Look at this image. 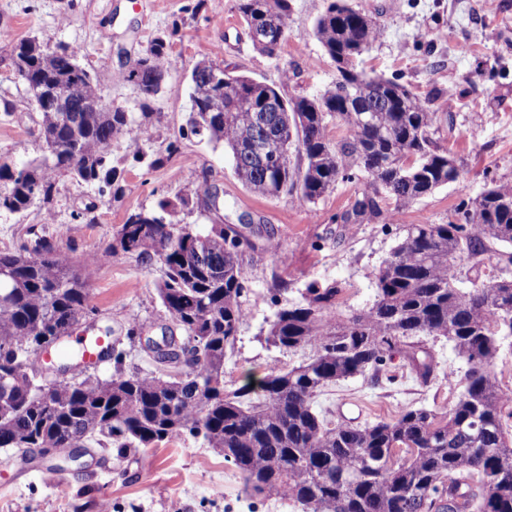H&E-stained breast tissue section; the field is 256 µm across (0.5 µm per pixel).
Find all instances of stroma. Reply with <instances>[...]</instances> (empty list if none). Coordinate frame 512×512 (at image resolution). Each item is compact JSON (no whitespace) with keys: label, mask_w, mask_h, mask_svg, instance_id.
<instances>
[{"label":"stroma","mask_w":512,"mask_h":512,"mask_svg":"<svg viewBox=\"0 0 512 512\" xmlns=\"http://www.w3.org/2000/svg\"><path fill=\"white\" fill-rule=\"evenodd\" d=\"M356 9L376 14L379 38L358 61L359 69L399 77L418 94L439 88L436 124L453 128L440 145L461 165L459 181L411 203L400 224L332 223L348 209L353 184L309 204L291 195L265 198L249 191L234 174L230 154L205 136L192 134L187 118L191 102L189 75L209 60L231 64L251 78L277 85L282 96L315 94L336 78V65L313 34L315 19L327 0H290L288 36L275 55L255 50L237 9V0H0V31L20 40L38 38L64 44L100 76L101 92L111 106L141 120L139 95L123 74L158 33L170 36L174 70L152 101L155 137L146 151L161 157L150 168L135 162L127 142L116 141L112 158L122 172L119 196H100L69 173L56 177L51 210L35 205L21 214H0V250H15L43 235L57 240L71 262L103 250L132 212L155 207L159 198L194 192L202 184L219 187L225 220L239 215L254 221V250L245 256L250 286V314L241 324L234 349L224 360V380L236 386L264 377L273 366L299 364L303 352H288L266 341L275 311L269 301L274 277L288 281L283 298L300 300L314 279L334 281L342 293L338 312L372 305V274L398 242L400 225L447 222L461 200L479 195L489 179L512 183V0H497L495 11L481 0H349ZM0 164L20 167L42 153L37 113L16 78L8 48L0 43ZM94 207L97 221L78 218ZM53 219H46V212ZM287 253L277 265L268 241ZM163 276L159 260L116 252L99 263L91 282L92 323L111 326L122 366L131 374L150 370L145 338H161L168 316L156 287ZM142 335L129 339V325ZM419 344L433 364L430 379L394 360L379 374L357 375L327 387L317 396V410L343 409L351 423L364 426L396 418L409 405L440 412L456 402L467 364L446 338L422 336ZM87 466L70 465L57 480L43 479V464L20 465L17 453L0 448V512H300L276 497H252L243 480L216 449L184 437L124 452L92 446ZM151 469H140L142 458Z\"/></svg>","instance_id":"1"}]
</instances>
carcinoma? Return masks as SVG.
<instances>
[{
  "mask_svg": "<svg viewBox=\"0 0 512 512\" xmlns=\"http://www.w3.org/2000/svg\"><path fill=\"white\" fill-rule=\"evenodd\" d=\"M254 49L274 55L288 34L289 0H239ZM315 36L337 68L324 91L284 101L276 86L238 76L243 95L224 96V111L209 112L219 95L216 74L226 67L200 62L190 75L195 134L224 145L238 179L252 192L278 198L297 194L315 204L340 181L356 185L351 207L334 224H387L391 214L459 178L456 158L434 139L438 92L422 97L398 81L357 69L356 60L380 35L373 18L347 0H329L315 22ZM10 55L24 67L25 89L67 84L73 94L59 109L38 115L44 154L21 168L0 164V212L22 213L53 203L61 170L110 192L120 171L107 147L124 140L134 157L153 168L142 145L152 127L115 108L101 112L97 74L78 52H45L34 39L9 40ZM172 70L168 36L154 37L133 60L125 80L137 86L143 115ZM347 135L332 139L328 126ZM289 139L288 167L262 164L258 138ZM211 192L162 198L131 214L115 236L116 249L155 257L165 268L157 294L181 336L168 354L152 356L156 370L131 376L121 371L122 351L110 349L116 370L101 378L62 367L72 377L46 387L30 357L56 336H70L87 318L98 259L72 263L45 237L17 251H0V448H81L95 436L122 452L180 437L200 438L224 452L243 476L250 495L276 496L302 512H512V391L498 383L496 360L512 341V277L509 282L458 287L461 265L489 252L512 265V185L492 179L475 199L461 201L444 224H408L393 258L374 272L373 304L351 314L336 312L341 287L307 284L301 300L281 305V279L270 289L277 307L266 341L309 350L300 364L274 366L258 381L224 383V358L234 348L248 314L243 263L254 243L228 225L195 232L183 215L208 211ZM415 336L444 337L468 364L465 388L445 413L409 406L390 421L352 426L314 409V398L340 380L375 374L395 356L418 369ZM196 342L201 358L188 364L183 348Z\"/></svg>",
  "mask_w": 512,
  "mask_h": 512,
  "instance_id": "obj_1",
  "label": "carcinoma"
}]
</instances>
